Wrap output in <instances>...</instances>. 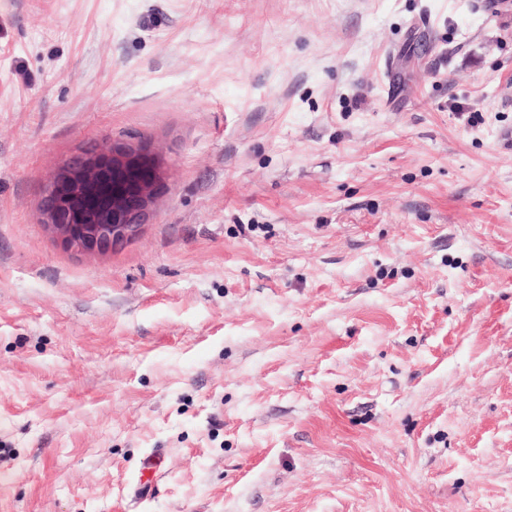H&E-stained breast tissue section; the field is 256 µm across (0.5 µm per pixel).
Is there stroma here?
<instances>
[{
    "instance_id": "stroma-1",
    "label": "stroma",
    "mask_w": 512,
    "mask_h": 512,
    "mask_svg": "<svg viewBox=\"0 0 512 512\" xmlns=\"http://www.w3.org/2000/svg\"><path fill=\"white\" fill-rule=\"evenodd\" d=\"M509 133L512 5L0 0V512H512ZM105 139L156 211L66 250ZM164 181L163 162L147 144L80 148L52 174L40 224L67 250L106 253L139 237ZM147 462L145 463V467L143 469V474L140 478L138 484L139 495L148 496L152 495L157 490V477L156 474L160 471L163 460V451L160 448L153 449L152 452L146 458ZM148 470L152 472L151 477H148L146 480H143L144 471Z\"/></svg>"
}]
</instances>
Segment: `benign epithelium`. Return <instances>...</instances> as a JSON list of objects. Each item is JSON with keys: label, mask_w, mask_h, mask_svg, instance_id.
I'll return each instance as SVG.
<instances>
[{"label": "benign epithelium", "mask_w": 512, "mask_h": 512, "mask_svg": "<svg viewBox=\"0 0 512 512\" xmlns=\"http://www.w3.org/2000/svg\"><path fill=\"white\" fill-rule=\"evenodd\" d=\"M164 181L163 162L146 144L80 148L52 174L40 224L67 250L106 253L139 237Z\"/></svg>", "instance_id": "7a95c632"}]
</instances>
